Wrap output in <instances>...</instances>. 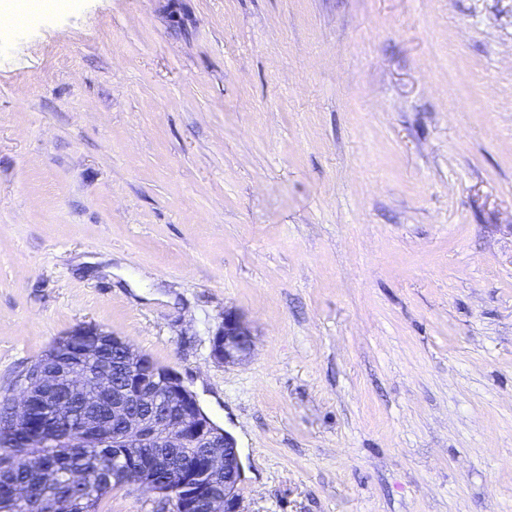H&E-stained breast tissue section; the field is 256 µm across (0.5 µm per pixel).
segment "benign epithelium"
<instances>
[{"mask_svg":"<svg viewBox=\"0 0 512 512\" xmlns=\"http://www.w3.org/2000/svg\"><path fill=\"white\" fill-rule=\"evenodd\" d=\"M123 353L124 382L121 393L113 395L112 369L102 368L93 384L77 368L42 365L38 385L42 395L52 401L61 414H69L73 402L86 404L83 436L100 446L114 448H196L204 453L207 469L227 476L224 492L206 495L207 512H240L237 487L243 467L235 439L218 428L201 409L196 395L182 378L169 368L160 369V377L149 379L153 372L150 358L117 337ZM254 333L250 324L235 310L224 311V321L213 335L211 356L226 365L239 364L254 349ZM33 395L31 385L21 380L16 395L7 399L10 415L0 422V443L26 449L33 439L43 443L54 437L52 426L45 424L33 438L25 432ZM167 468L181 483L194 480L185 470L181 456L172 453ZM7 494L17 502L29 504L33 487L16 482ZM35 512H70L66 498L38 499Z\"/></svg>","mask_w":512,"mask_h":512,"instance_id":"benign-epithelium-1","label":"benign epithelium"}]
</instances>
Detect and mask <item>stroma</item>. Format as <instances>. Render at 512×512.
Listing matches in <instances>:
<instances>
[{"instance_id":"1","label":"stroma","mask_w":512,"mask_h":512,"mask_svg":"<svg viewBox=\"0 0 512 512\" xmlns=\"http://www.w3.org/2000/svg\"><path fill=\"white\" fill-rule=\"evenodd\" d=\"M81 325L234 437L242 512H512V0H54L0 28V398ZM254 344L250 324L236 310H225L224 321L212 338L211 356L225 365L239 364L250 356Z\"/></svg>"}]
</instances>
